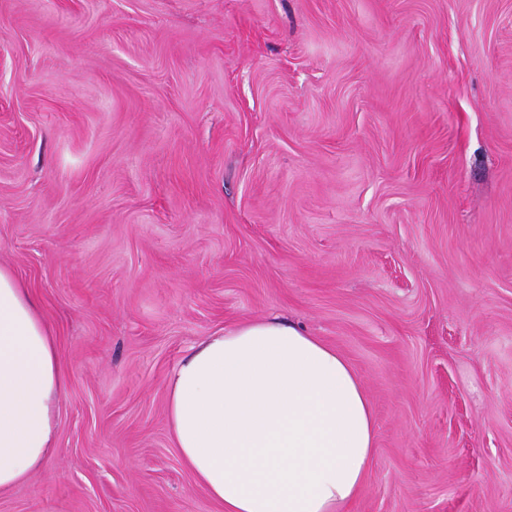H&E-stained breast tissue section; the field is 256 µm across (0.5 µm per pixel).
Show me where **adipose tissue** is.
Returning a JSON list of instances; mask_svg holds the SVG:
<instances>
[{
    "label": "adipose tissue",
    "mask_w": 512,
    "mask_h": 512,
    "mask_svg": "<svg viewBox=\"0 0 512 512\" xmlns=\"http://www.w3.org/2000/svg\"><path fill=\"white\" fill-rule=\"evenodd\" d=\"M67 381L38 300L0 266V493L55 448ZM174 446L224 512H343L374 448L370 399L335 348L278 317L190 347L167 382Z\"/></svg>",
    "instance_id": "obj_1"
}]
</instances>
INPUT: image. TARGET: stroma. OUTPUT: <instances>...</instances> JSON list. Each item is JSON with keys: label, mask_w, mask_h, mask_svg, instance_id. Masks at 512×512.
<instances>
[{"label": "stroma", "mask_w": 512, "mask_h": 512, "mask_svg": "<svg viewBox=\"0 0 512 512\" xmlns=\"http://www.w3.org/2000/svg\"><path fill=\"white\" fill-rule=\"evenodd\" d=\"M0 265L68 367L0 512H221L165 384L270 315L370 398L347 512H512V0H0Z\"/></svg>", "instance_id": "obj_1"}]
</instances>
